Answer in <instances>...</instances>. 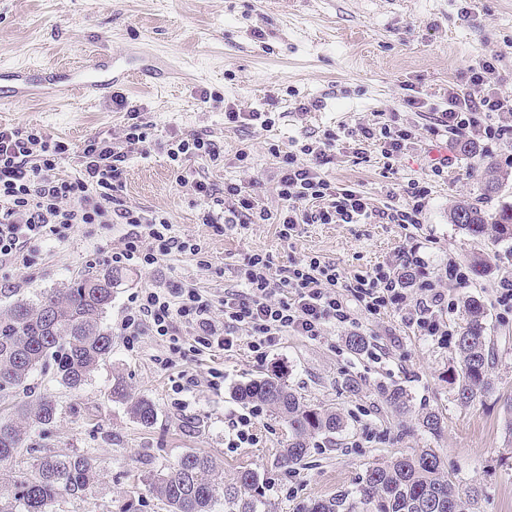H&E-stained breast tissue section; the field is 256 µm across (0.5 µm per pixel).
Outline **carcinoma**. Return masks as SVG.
Returning <instances> with one entry per match:
<instances>
[{
	"label": "carcinoma",
	"instance_id": "obj_1",
	"mask_svg": "<svg viewBox=\"0 0 512 512\" xmlns=\"http://www.w3.org/2000/svg\"><path fill=\"white\" fill-rule=\"evenodd\" d=\"M503 177L489 166L485 171L484 195L498 193ZM456 224L472 238L490 235L512 240V205L503 206L491 218L477 208L458 203L450 213ZM122 277L109 272L101 277H83L67 287L41 294L32 301L20 300L0 312V391L26 389L37 371L53 369L56 381L79 390L92 374L112 356V328L105 322L112 305L114 288ZM465 322L457 339L456 366L449 371L454 400L470 406L493 390L490 375L494 344L481 300L469 298L463 305ZM113 399L127 405L130 415L149 427L156 418L154 403L136 397L120 381L112 384ZM381 396L392 412L409 411L410 395L400 386L385 388ZM242 402L270 406L288 425V443L279 456L280 464L294 466L306 456L310 439L335 434L344 427L340 415L300 402L286 384L283 372L274 370L250 379L233 389ZM59 414L52 396L34 400L0 414V466L7 467L29 455L26 466L0 487V512H55L61 499L83 501L91 494L100 468L89 451L33 455L37 448L27 444L29 431L41 433L54 426ZM444 417L427 412L418 425L432 435L441 433ZM218 463L210 456L187 452L168 472L153 477L152 491L166 512H259L256 489L259 475L252 469L238 471L234 482L217 481ZM482 495V488L460 492L444 473L442 460L432 448L378 462L368 468L351 491H341L312 504L308 512H460Z\"/></svg>",
	"mask_w": 512,
	"mask_h": 512
}]
</instances>
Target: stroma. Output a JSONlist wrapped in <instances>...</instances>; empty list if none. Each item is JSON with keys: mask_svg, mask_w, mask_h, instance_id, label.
Instances as JSON below:
<instances>
[{"mask_svg": "<svg viewBox=\"0 0 512 512\" xmlns=\"http://www.w3.org/2000/svg\"><path fill=\"white\" fill-rule=\"evenodd\" d=\"M149 49L167 62L159 89L120 88L124 109L111 94L88 100L62 95L41 84L23 103L0 106V126L66 142L55 174L71 178L79 155L91 141L121 147L130 114L144 127L143 147L129 153L115 197L172 224L179 237L196 239L209 255L199 267L191 255L174 252L151 269L122 270L106 322L112 329V358L82 389L58 384L51 374L30 380L32 393H53L59 416L45 435H32L34 447L92 450L100 478L86 501L63 512H164L150 489L153 475L168 471L188 451L213 457L230 483L238 470L258 472L257 498L267 512H308L318 500L351 488L373 464L422 448L436 449L459 488L483 490L474 512H512V433L505 426L504 402L512 396V313L495 302L501 280H512V244L467 236L448 214L467 201L486 214L512 204V140L477 146L467 154L457 136L433 137L432 109L445 106L449 90L471 87L472 71L485 61L487 87L512 97V0H0V64L35 69L82 65L104 49L114 55ZM428 103L427 111L406 105L407 96ZM317 99L319 110L299 111ZM272 113L275 123L237 127L224 121L226 107ZM411 130L402 152L385 161L379 143L358 147L356 133L367 123ZM332 134L330 163L320 173L333 190L362 192L372 207L399 205L408 183L431 189L421 224H304L285 240L274 224H249L219 234L201 221L211 200L197 197L189 183L204 180L216 197L232 182L256 186L260 205L282 206L272 180L277 160L271 147L299 151L303 144ZM199 135L220 148L217 161L186 157L173 162L172 143ZM455 162L434 175L431 161L443 155ZM508 176L492 197L482 193L487 163ZM127 228L122 224H82L64 239L36 245L27 264L0 261V310L18 298L34 299L64 287L79 275H98L112 267V250ZM419 248L430 279L442 280L451 303L437 316L436 335L424 336L402 312L371 316L359 306L351 313L369 352L346 346L344 330L311 338L283 335L257 360L247 342L232 351L171 354L169 342L143 331L127 346L121 320L134 295L147 288L177 285L223 296L237 285L245 257L269 256L276 272L319 257L335 263L344 278L395 267L403 251ZM488 264L482 277L459 287L444 278L448 260L469 269L474 258ZM480 298L494 335V389L483 401L461 407L448 385L464 300ZM171 358L161 366L162 358ZM282 370L305 403L340 414L346 428L311 439L299 465L281 467L279 454L288 426L269 407L237 402L238 383ZM193 384L176 392L179 374ZM134 395L151 400L157 419L145 427L112 401L115 378ZM357 392H350L348 380ZM399 385L412 396L411 412L398 416L379 395ZM439 411L444 430L431 436L417 428L416 415ZM254 412V440L229 447L228 422Z\"/></svg>", "mask_w": 512, "mask_h": 512, "instance_id": "stroma-1", "label": "stroma"}]
</instances>
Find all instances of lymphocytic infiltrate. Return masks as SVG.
<instances>
[{
	"mask_svg": "<svg viewBox=\"0 0 512 512\" xmlns=\"http://www.w3.org/2000/svg\"><path fill=\"white\" fill-rule=\"evenodd\" d=\"M471 92L449 95L447 107L437 110L429 132L433 136L464 132L473 141L512 139V125L501 119L512 112V99L483 87L482 73L471 78ZM65 142L0 127V259L24 261L27 246L61 239L81 224H124L128 230L112 253L116 268H150L161 257L178 251L208 265L202 246L193 239L174 236L166 219L143 210L113 208L112 193L128 155L105 143L87 144L80 155L78 176H53L56 159L68 152ZM40 163H32V156ZM328 158L325 147L302 145L300 153H284L276 190L284 206L280 212L259 206L254 190L235 183L224 186L227 206L204 211L201 220L214 231L226 233L244 224H275L282 238H292L302 224H418L428 203V186L412 184L403 204L384 210L371 208L355 190L332 192L318 172ZM402 268L411 278L401 281L396 271L384 268L343 280L334 263L313 257L277 278L265 255H249L240 271V286L225 290L215 300L198 288L178 286L148 289L136 295L135 305L123 317L127 344H134L143 329L168 338L181 351L180 324H188L199 346L232 350L240 336H248L257 358H264L277 336L293 333L317 337L331 327L355 326L341 297L347 288L369 315L389 308L406 311L422 335L437 331L436 315L446 294L427 278V262L417 249L403 253Z\"/></svg>",
	"mask_w": 512,
	"mask_h": 512,
	"instance_id": "lymphocytic-infiltrate-1",
	"label": "lymphocytic infiltrate"
}]
</instances>
